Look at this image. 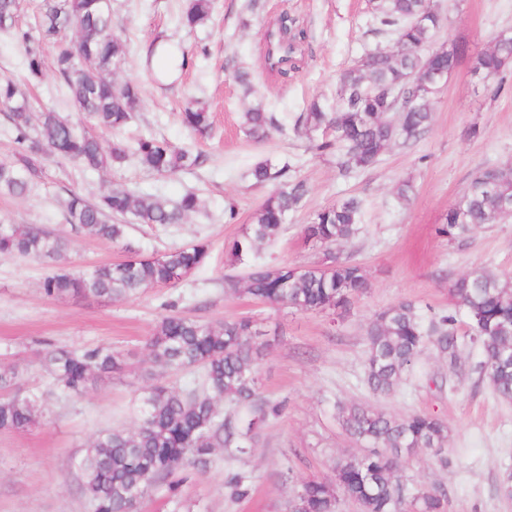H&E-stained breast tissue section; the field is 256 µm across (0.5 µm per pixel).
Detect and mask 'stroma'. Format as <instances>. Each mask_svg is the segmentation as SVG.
Returning a JSON list of instances; mask_svg holds the SVG:
<instances>
[{
    "label": "stroma",
    "mask_w": 512,
    "mask_h": 512,
    "mask_svg": "<svg viewBox=\"0 0 512 512\" xmlns=\"http://www.w3.org/2000/svg\"><path fill=\"white\" fill-rule=\"evenodd\" d=\"M378 2L214 0L210 21L191 31L181 23L189 0H112L115 30L128 46L115 78L136 80L142 88L141 104L118 137L132 142L150 134L203 153L204 164L158 175L133 160L90 171L53 159L27 198L0 194V219L68 234L71 267L86 268L121 261L125 252L71 230L61 205L66 191L91 202L115 182L171 200L193 193L201 208L186 223L133 224L128 239L147 255L195 242L206 243L208 255L177 286L150 288L112 303L48 298L41 284L53 273L52 265L0 256V367L17 366L25 389L41 391L48 383L38 360L43 339L75 349L111 346L130 355L125 372L97 387L51 397L29 429L0 430V512H93L77 463L101 430L135 427L138 399L150 383L146 342L172 313L213 323L252 317L271 344L259 368V391L282 403L283 411L261 427L247 454L234 457L217 449L205 472L176 493H154L139 512H177L181 501L192 512H288L296 486L329 476L336 460L357 450L337 418L341 402L397 417H439L448 427V445L439 457L423 450L401 458L399 470L408 487L443 488L447 512H512V497L502 491L504 476L512 472V403L478 378L476 345L463 344L453 370L445 356L426 348L398 390L386 397L374 396L364 382V333L379 312L402 301L414 302L426 314L454 311L452 281L477 266L512 277V215L475 227L455 243L437 232L479 168L512 166V71L483 81L472 70L493 34L512 30V0H436L444 25L432 48L453 42L465 52L434 97L427 134L412 146H392L372 169L344 176L334 156L316 151L321 133L295 131L294 119L312 100L335 102L340 74L367 51L393 50L391 38L377 31ZM284 12L308 34L299 46L298 67L287 78L269 68L265 43L267 29ZM240 67L252 76V97L233 80ZM1 77L19 82L39 106L72 111L51 50L43 52L41 76L32 79L24 48L0 35ZM254 99L268 104L283 124L258 143L241 126V114ZM190 105L211 113L208 135L193 134L184 125L182 114ZM472 126L479 128L478 137H467ZM264 159L291 162L309 189L285 231L261 248L260 258L269 264L325 262L323 250L304 240L303 224L338 199L362 200L360 234L336 248L361 264L369 281L346 317L272 307L246 293L225 292V274L246 272L244 265L230 263L229 245L265 198V189L245 176ZM405 181L414 187L406 201L397 196ZM234 473L250 478V494L240 501L229 499L224 488Z\"/></svg>",
    "instance_id": "35a3bbf8"
}]
</instances>
